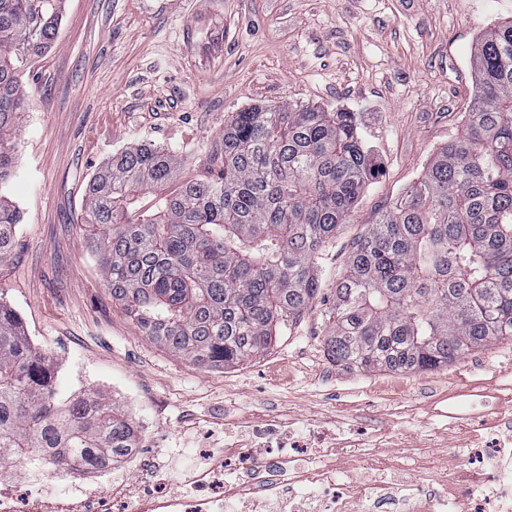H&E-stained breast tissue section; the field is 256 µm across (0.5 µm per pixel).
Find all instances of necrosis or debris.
<instances>
[{"instance_id":"1","label":"necrosis or debris","mask_w":512,"mask_h":512,"mask_svg":"<svg viewBox=\"0 0 512 512\" xmlns=\"http://www.w3.org/2000/svg\"><path fill=\"white\" fill-rule=\"evenodd\" d=\"M471 442L463 459L369 453L360 430L304 427L280 413L225 428L204 467L178 469L141 448L77 473L1 461L0 512H512V424L477 419ZM416 467L426 481L413 479ZM134 469L151 476L131 479Z\"/></svg>"}]
</instances>
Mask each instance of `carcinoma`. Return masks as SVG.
Returning <instances> with one entry per match:
<instances>
[{
  "mask_svg": "<svg viewBox=\"0 0 512 512\" xmlns=\"http://www.w3.org/2000/svg\"><path fill=\"white\" fill-rule=\"evenodd\" d=\"M63 0H0V189L14 175L29 94L22 67L57 41ZM458 135L355 242L325 311L324 345L352 370L416 373L512 338V19L472 61ZM221 174L181 173L151 141L113 153L88 180L80 230L139 333L204 369L263 353L321 295L314 265L373 175L356 113L254 105L224 126ZM156 191L141 211L142 191ZM20 211L0 195V265ZM58 370L0 300V453L98 467L137 445L107 393L63 398Z\"/></svg>",
  "mask_w": 512,
  "mask_h": 512,
  "instance_id": "obj_1",
  "label": "carcinoma"
}]
</instances>
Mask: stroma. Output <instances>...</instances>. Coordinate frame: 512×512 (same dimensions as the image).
<instances>
[{"label": "stroma", "instance_id": "1", "mask_svg": "<svg viewBox=\"0 0 512 512\" xmlns=\"http://www.w3.org/2000/svg\"><path fill=\"white\" fill-rule=\"evenodd\" d=\"M512 0H65L60 35L26 65L31 105L7 195L22 215L0 297L59 369L61 396L92 389L152 422L140 445L197 461L198 430L288 413L370 442L453 452L445 411L512 416V341L448 368L401 374L333 363L323 314L351 246L459 133L478 34ZM358 115L378 172L324 249L322 295L249 362L200 370L140 335L109 295L79 229L83 188L112 153L150 140L191 175L218 174L224 124L255 104Z\"/></svg>", "mask_w": 512, "mask_h": 512}]
</instances>
